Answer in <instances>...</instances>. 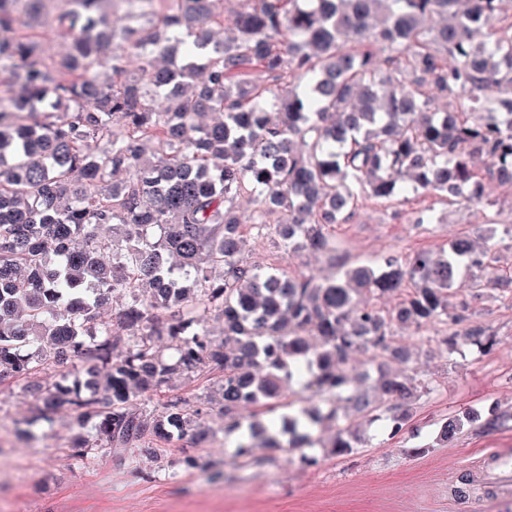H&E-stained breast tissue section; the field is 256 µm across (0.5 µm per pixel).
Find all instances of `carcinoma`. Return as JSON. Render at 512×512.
Wrapping results in <instances>:
<instances>
[{
	"label": "carcinoma",
	"instance_id": "carcinoma-1",
	"mask_svg": "<svg viewBox=\"0 0 512 512\" xmlns=\"http://www.w3.org/2000/svg\"><path fill=\"white\" fill-rule=\"evenodd\" d=\"M0 0V379L45 364L93 366L35 384L34 421L74 410L83 435L70 457L96 443L130 445L152 435L208 439L168 397L161 414L133 398L208 369L223 377L224 431L232 458L250 455L255 424L239 410H274L284 381L313 389L323 407L282 417L271 448L294 443L303 417L339 423L353 388V356H403L395 329L458 326L454 293L512 287L484 279L497 220L439 252L282 277L242 258L244 223L259 237L280 225L288 248L336 256L328 232L361 199L400 201L422 190L441 198L512 184V24L491 29L505 0H240L231 34L221 0H144L118 27L112 0ZM67 39L54 58L29 31ZM139 65L128 69L132 60ZM108 69L113 82L98 79ZM304 81L280 92L283 71ZM68 78L58 80L53 72ZM469 102L441 110L439 96ZM258 203L240 218L233 201ZM122 228L127 245L100 257L94 229ZM128 301L104 318L99 301ZM365 294L401 300L385 310ZM224 318V336L205 323ZM171 351L164 356L154 341ZM487 351L480 327L441 339ZM411 375H380L389 425L406 419ZM332 454L354 451L337 430Z\"/></svg>",
	"mask_w": 512,
	"mask_h": 512
}]
</instances>
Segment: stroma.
<instances>
[{
	"label": "stroma",
	"instance_id": "stroma-1",
	"mask_svg": "<svg viewBox=\"0 0 512 512\" xmlns=\"http://www.w3.org/2000/svg\"><path fill=\"white\" fill-rule=\"evenodd\" d=\"M433 221L419 225L418 211ZM495 214L496 266L512 268V186L497 187L489 201L461 197L441 202L419 194L388 205L359 201L351 216L332 225L335 259L289 251L268 231L245 233L243 257L265 269L295 276L312 270L335 274L338 264H355L388 255L407 257L437 251L463 234H477L482 213ZM468 322L486 327L497 343L489 353L473 347H445L449 332L437 322L398 331L407 346L409 368L424 385L408 402L401 434L389 435L386 409L352 415L349 426L359 443L348 455L330 454L334 430L315 425L313 445L252 450L249 463L228 465L235 435L225 433L220 413L219 374L199 371L174 377L169 392L134 400L132 409H159L168 394L180 395L188 412H201L211 437L194 443L178 436L151 438L126 447L95 448L86 459L70 458L73 410L61 409L46 436L26 439L15 420L31 416L35 399L24 377L0 379V512H512V498L487 496L472 510L450 500L448 486L468 464L512 451V292L483 289L480 297L463 291ZM465 411L477 422L465 424L438 444V424ZM317 464H307V457Z\"/></svg>",
	"mask_w": 512,
	"mask_h": 512
}]
</instances>
